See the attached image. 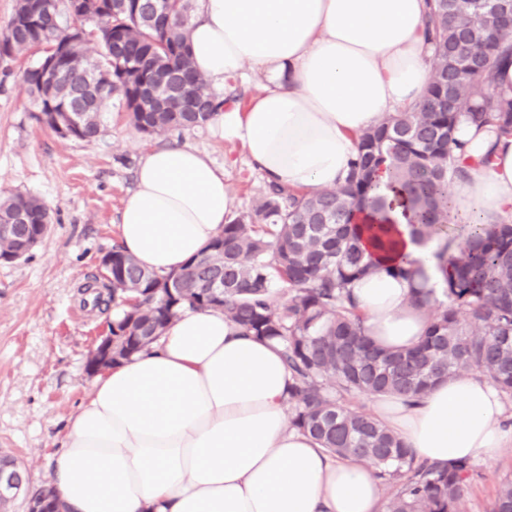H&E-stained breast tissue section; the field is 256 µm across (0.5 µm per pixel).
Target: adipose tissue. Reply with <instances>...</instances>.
Segmentation results:
<instances>
[{
    "label": "adipose tissue",
    "instance_id": "adipose-tissue-1",
    "mask_svg": "<svg viewBox=\"0 0 512 512\" xmlns=\"http://www.w3.org/2000/svg\"><path fill=\"white\" fill-rule=\"evenodd\" d=\"M427 0H197L193 64L212 95L260 72L246 106L212 120L269 181L300 191L340 186L357 137L414 105L431 77ZM468 178L452 183L456 212L512 223V136L464 123ZM236 218L224 170L184 145L149 150L117 225L121 246L160 275L182 270ZM381 270L355 280L365 333L385 349L416 345L427 320L411 287L442 294L433 253L406 222ZM415 281L386 272L397 260ZM291 375L281 345L243 335L222 311L184 310L159 341L95 378L53 461L67 512H385L368 463L339 460L289 424ZM373 413L416 459L495 464L512 445L506 397L479 373L419 397L378 395Z\"/></svg>",
    "mask_w": 512,
    "mask_h": 512
}]
</instances>
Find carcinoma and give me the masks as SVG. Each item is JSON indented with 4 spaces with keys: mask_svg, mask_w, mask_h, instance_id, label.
<instances>
[{
    "mask_svg": "<svg viewBox=\"0 0 512 512\" xmlns=\"http://www.w3.org/2000/svg\"><path fill=\"white\" fill-rule=\"evenodd\" d=\"M114 0H84L88 33L71 37L59 61L60 75L43 86L31 70L24 82L36 106L52 102L73 108L80 129L62 132L56 117L34 115L63 139H96L101 114L116 99L146 135L205 125L217 106L191 60L188 2L170 0L171 22L151 27L141 15L112 9ZM432 46V79L412 109L386 115L359 136L358 154L346 183L313 194L268 187L248 216L223 230L179 272L156 274L120 246L112 248L108 298L94 304L113 309L112 363L156 342L168 323L185 309H218L246 335L283 344L294 383L289 391L292 427L310 434L331 455L365 461L388 490L387 512H464L476 465L448 466L416 460L403 443L367 411L353 408L355 396L396 394L416 397L434 383L476 371L512 397V224H460L452 215L448 184L468 176L461 166L466 143L454 131L461 117L477 127L492 126L512 135V87L496 84L499 70L512 65V29L479 0H431L424 19ZM60 0H16L0 32V57L49 46L64 33ZM480 35L478 58L458 55L460 45ZM105 52L90 55L92 41ZM98 71L95 88L112 87L88 109L74 107L87 72ZM192 80L194 112L168 108L152 112L135 106L146 79L161 74ZM391 173L410 234L418 240L446 235L436 253L449 269L444 299L413 288L410 303L428 319L425 336L413 348L390 351L364 334L363 318L352 298V283L371 272L363 232L383 252L392 249L390 206L373 176ZM369 209L379 224L359 230L352 214ZM20 222L19 231L0 235V254L17 252L18 236L47 233L49 207L20 192L0 193V225ZM224 272V295L209 287ZM490 512H512V479L502 480Z\"/></svg>",
    "mask_w": 512,
    "mask_h": 512,
    "instance_id": "1",
    "label": "carcinoma"
}]
</instances>
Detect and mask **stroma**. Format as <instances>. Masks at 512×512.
Here are the masks:
<instances>
[{
  "label": "stroma",
  "instance_id": "35a3bbf8",
  "mask_svg": "<svg viewBox=\"0 0 512 512\" xmlns=\"http://www.w3.org/2000/svg\"><path fill=\"white\" fill-rule=\"evenodd\" d=\"M38 59L32 52L0 59V188L35 196L51 210L50 230L30 256L0 263V456L18 460L31 491L50 484L67 423L93 381L86 359L112 314L84 306L81 291L118 240L119 212L141 156L175 142L207 154L223 166L241 217L268 189L241 145L205 126L147 136L117 101L94 141L44 130L22 80ZM478 471L465 512H489L499 482L512 478V447Z\"/></svg>",
  "mask_w": 512,
  "mask_h": 512
}]
</instances>
